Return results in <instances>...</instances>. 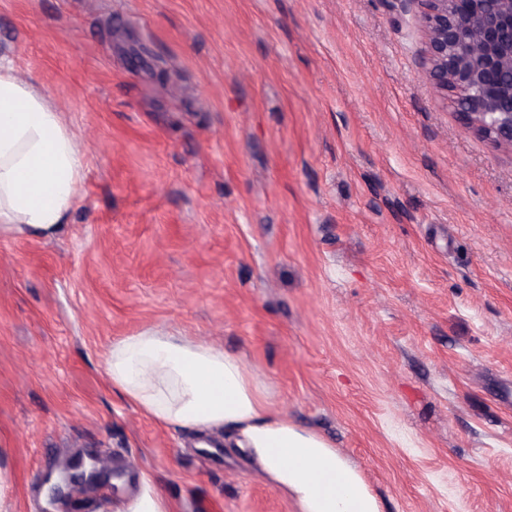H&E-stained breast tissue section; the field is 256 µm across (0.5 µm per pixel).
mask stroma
<instances>
[{
	"label": "stroma",
	"mask_w": 512,
	"mask_h": 512,
	"mask_svg": "<svg viewBox=\"0 0 512 512\" xmlns=\"http://www.w3.org/2000/svg\"><path fill=\"white\" fill-rule=\"evenodd\" d=\"M418 0H0L83 149L54 238L0 233V512L78 455L175 512H297L217 431L115 392L152 328L238 355L381 512H512V152L427 81Z\"/></svg>",
	"instance_id": "1"
}]
</instances>
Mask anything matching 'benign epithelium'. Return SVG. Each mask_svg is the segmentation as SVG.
Listing matches in <instances>:
<instances>
[{
    "label": "benign epithelium",
    "mask_w": 512,
    "mask_h": 512,
    "mask_svg": "<svg viewBox=\"0 0 512 512\" xmlns=\"http://www.w3.org/2000/svg\"><path fill=\"white\" fill-rule=\"evenodd\" d=\"M426 77L435 90L470 105L460 121L496 149L512 151V0H420ZM77 464L48 484L55 503L98 473Z\"/></svg>",
    "instance_id": "benign-epithelium-1"
}]
</instances>
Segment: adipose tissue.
I'll list each match as a JSON object with an SVG mask.
<instances>
[{
	"label": "adipose tissue",
	"instance_id": "1",
	"mask_svg": "<svg viewBox=\"0 0 512 512\" xmlns=\"http://www.w3.org/2000/svg\"><path fill=\"white\" fill-rule=\"evenodd\" d=\"M85 167L45 94L0 65V231L54 236ZM108 371L113 387L161 424L235 431L237 448L298 512H380L358 469L274 410L238 356L146 329L113 344Z\"/></svg>",
	"mask_w": 512,
	"mask_h": 512
}]
</instances>
